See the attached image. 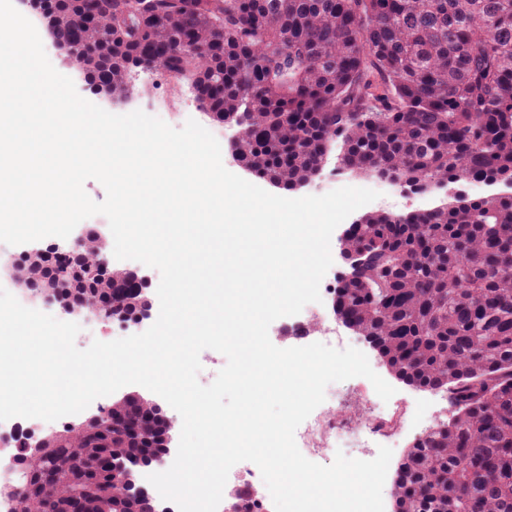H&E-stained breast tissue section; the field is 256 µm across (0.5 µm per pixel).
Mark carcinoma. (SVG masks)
Instances as JSON below:
<instances>
[{"instance_id":"1","label":"carcinoma","mask_w":512,"mask_h":512,"mask_svg":"<svg viewBox=\"0 0 512 512\" xmlns=\"http://www.w3.org/2000/svg\"><path fill=\"white\" fill-rule=\"evenodd\" d=\"M97 94L120 96L134 68L194 89L212 120L246 129L239 164L288 192L341 166L427 193L437 184L512 186V0H30ZM357 261L333 288L336 316L395 377L446 390L455 415L418 438L398 468L394 512H512V193L413 214L369 212L346 231ZM31 291L81 308L93 296L127 320L147 288L132 274L71 276L53 247L26 261ZM63 427L31 456L19 446L16 512H67L70 472L99 450L143 460L168 445L112 421ZM135 487L110 512H135Z\"/></svg>"}]
</instances>
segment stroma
<instances>
[{
	"label": "stroma",
	"mask_w": 512,
	"mask_h": 512,
	"mask_svg": "<svg viewBox=\"0 0 512 512\" xmlns=\"http://www.w3.org/2000/svg\"><path fill=\"white\" fill-rule=\"evenodd\" d=\"M38 33L46 55L54 68L73 80L80 96L110 113L127 114L135 110L143 111L152 107L155 101L173 99L182 93L181 88L170 85L163 76L156 73L148 75L145 74L144 70L138 69L129 76L128 90L122 97L113 98L95 94L89 88L84 74L76 69L67 55L56 46L46 28H39ZM161 118L176 129L182 128L187 120L193 119L204 128L215 130L216 138L221 146L222 161L225 168L236 175H244L245 170L235 159L231 148L237 135L236 127L214 122L205 111L198 108H190L180 112H165L162 113ZM449 193V188L437 189L426 194L423 202L418 204L412 202L408 195L401 192L399 188L388 184L381 187L379 198L366 204L365 209L369 212L387 211L404 214L416 211L422 206L434 207L440 204ZM357 348L366 354L372 369L395 388L396 393L393 395L392 401L406 411L402 422V430L393 450L383 487L384 512H393L392 489L401 460L417 439L419 432L447 421L451 413L447 409L445 391L424 390L407 385L390 373L377 353L365 340H358Z\"/></svg>",
	"instance_id": "35a3bbf8"
}]
</instances>
